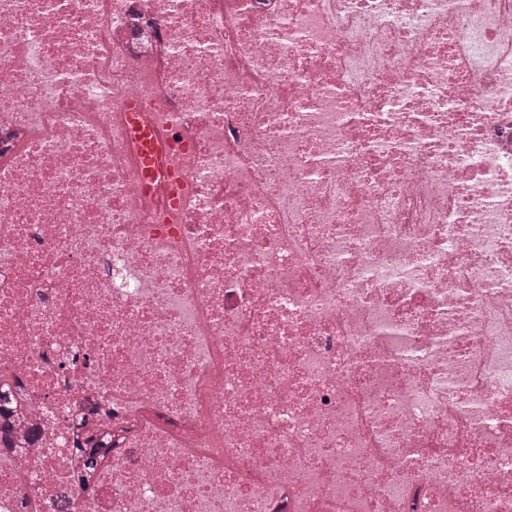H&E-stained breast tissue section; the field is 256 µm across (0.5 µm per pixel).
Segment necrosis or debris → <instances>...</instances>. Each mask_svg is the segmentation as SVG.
I'll use <instances>...</instances> for the list:
<instances>
[{"label": "necrosis or debris", "instance_id": "1", "mask_svg": "<svg viewBox=\"0 0 512 512\" xmlns=\"http://www.w3.org/2000/svg\"><path fill=\"white\" fill-rule=\"evenodd\" d=\"M17 411L0 512H512V0H0Z\"/></svg>", "mask_w": 512, "mask_h": 512}]
</instances>
